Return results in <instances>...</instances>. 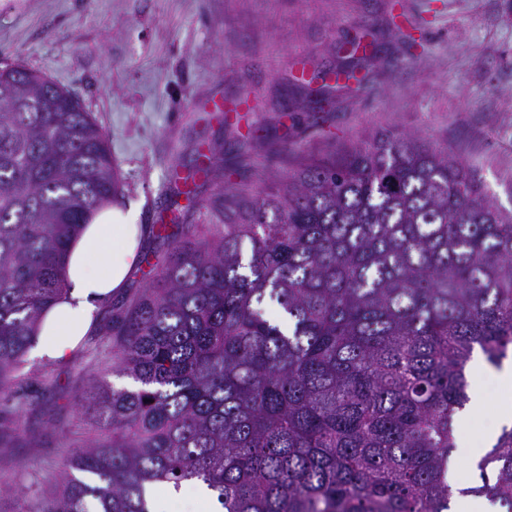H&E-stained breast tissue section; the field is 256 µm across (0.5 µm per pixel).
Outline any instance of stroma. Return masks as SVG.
<instances>
[{
    "label": "stroma",
    "instance_id": "35a3bbf8",
    "mask_svg": "<svg viewBox=\"0 0 512 512\" xmlns=\"http://www.w3.org/2000/svg\"><path fill=\"white\" fill-rule=\"evenodd\" d=\"M366 48L362 91L336 86L313 120L322 76ZM20 62L78 98L108 135L122 203L152 230L146 264L113 306L147 287L162 224L216 223L209 190L169 187L201 151L248 143L229 177L246 194L280 185L304 158L393 130L446 148L512 210V0H6L0 62ZM223 101L224 111L212 109ZM288 104L281 113L280 104ZM46 392L0 438V512H23L20 471L45 489L91 435L84 374L124 385L98 336L70 362L28 358Z\"/></svg>",
    "mask_w": 512,
    "mask_h": 512
}]
</instances>
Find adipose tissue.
<instances>
[{"label":"adipose tissue","mask_w":512,"mask_h":512,"mask_svg":"<svg viewBox=\"0 0 512 512\" xmlns=\"http://www.w3.org/2000/svg\"><path fill=\"white\" fill-rule=\"evenodd\" d=\"M150 229L138 209L113 203L100 210L68 251L65 290L58 304L37 324L33 355L51 363L68 361L84 336L98 326V312L127 286L142 259ZM502 396L494 420L481 441L458 446L450 464L459 466L481 457L503 426H512V363L495 372Z\"/></svg>","instance_id":"adipose-tissue-1"}]
</instances>
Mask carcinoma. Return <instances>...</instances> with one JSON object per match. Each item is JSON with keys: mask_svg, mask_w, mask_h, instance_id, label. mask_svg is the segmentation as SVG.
<instances>
[{"mask_svg": "<svg viewBox=\"0 0 512 512\" xmlns=\"http://www.w3.org/2000/svg\"><path fill=\"white\" fill-rule=\"evenodd\" d=\"M358 65L336 70L362 87ZM211 152L199 234L177 224L155 283L98 335L112 374L77 405L93 440L27 512H153L152 488L204 487L216 512H512V426L454 488L455 416L475 354L512 359V211L445 149L371 134L311 155L270 192ZM119 191L106 133L77 98L0 65V407L27 385L38 318L88 215Z\"/></svg>", "mask_w": 512, "mask_h": 512, "instance_id": "cac0c4a2", "label": "carcinoma"}]
</instances>
